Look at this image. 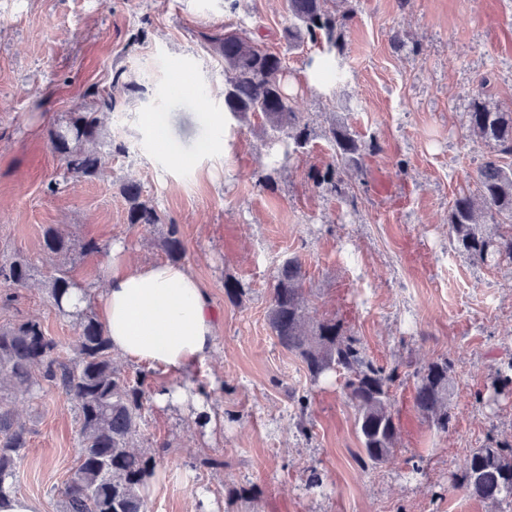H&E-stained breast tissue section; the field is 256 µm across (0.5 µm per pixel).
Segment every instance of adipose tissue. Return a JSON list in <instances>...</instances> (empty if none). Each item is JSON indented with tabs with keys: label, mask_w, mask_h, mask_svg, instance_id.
Returning <instances> with one entry per match:
<instances>
[{
	"label": "adipose tissue",
	"mask_w": 512,
	"mask_h": 512,
	"mask_svg": "<svg viewBox=\"0 0 512 512\" xmlns=\"http://www.w3.org/2000/svg\"><path fill=\"white\" fill-rule=\"evenodd\" d=\"M103 281L100 293L74 291L72 304L96 306L113 351L166 375L158 403L188 404L212 420L204 391L178 385L213 351L217 322L205 288L184 265L164 261L132 267L115 259L106 264Z\"/></svg>",
	"instance_id": "obj_1"
}]
</instances>
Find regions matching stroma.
Returning a JSON list of instances; mask_svg holds the SVG:
<instances>
[{"label":"stroma","mask_w":512,"mask_h":512,"mask_svg":"<svg viewBox=\"0 0 512 512\" xmlns=\"http://www.w3.org/2000/svg\"><path fill=\"white\" fill-rule=\"evenodd\" d=\"M350 4L356 18L333 60L341 78L325 81L307 66L321 49L283 38L287 0L234 9L226 0H0V262L19 254L38 269L12 301L0 299V326L37 320L74 358L78 329L47 288L58 264L78 287L100 291L114 247L135 264L165 259L171 222L216 312L214 352L187 379L208 388L212 426L201 429L189 408L153 402L144 412L137 451L169 446L145 491L148 512H512V501H485L462 484L475 449L512 443V394L484 400L512 360V261L474 263L448 226L489 152L469 128L473 100L512 111V0ZM227 31L284 55L289 105L311 130L303 148L285 150L225 112L224 60L209 39ZM118 70L137 89L101 116L107 168L64 180L48 131ZM335 122L372 147L362 170H345L343 196L312 180L334 158L324 133ZM128 182L167 224H128ZM51 224L75 245L66 260L43 250ZM91 240L98 251L84 252ZM293 256L308 320L336 319L370 360L399 370L400 435L382 464L363 461L339 376L312 381L268 326L269 289ZM229 276L243 284L242 301L225 295ZM444 359L454 398L443 433L413 396L415 370ZM9 402L29 430L12 493L37 512H61L58 489L77 465L75 405L54 388ZM206 457L220 467L200 466Z\"/></svg>","instance_id":"35a3bbf8"}]
</instances>
